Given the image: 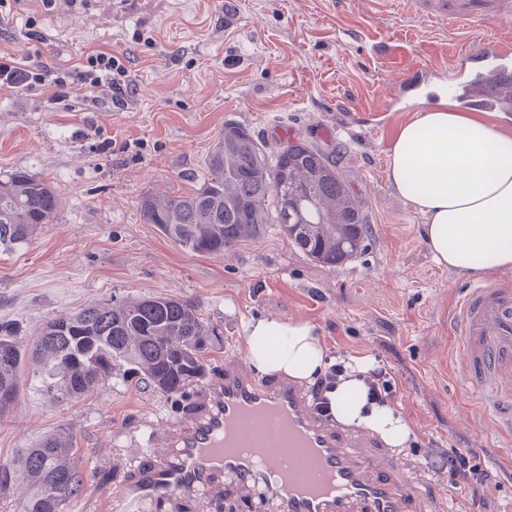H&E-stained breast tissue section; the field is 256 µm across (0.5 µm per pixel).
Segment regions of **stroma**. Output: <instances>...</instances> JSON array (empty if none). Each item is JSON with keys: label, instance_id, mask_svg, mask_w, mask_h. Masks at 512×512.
Wrapping results in <instances>:
<instances>
[{"label": "stroma", "instance_id": "1", "mask_svg": "<svg viewBox=\"0 0 512 512\" xmlns=\"http://www.w3.org/2000/svg\"><path fill=\"white\" fill-rule=\"evenodd\" d=\"M84 9L57 0H12L0 12V48L52 65L109 48L126 56L128 107L62 100L33 91L0 94V178L25 171L61 193L50 224L25 246L0 251V322L36 336L50 320L115 298L192 299L224 338L210 381L246 358L248 326L260 319L312 327L328 356L380 357L399 387L406 422L402 458L432 483L436 512H512V418L465 388L450 332L472 278L438 266L423 216L386 179L398 127L448 96V51L512 39V20H476L456 34L420 20L406 0L368 17L363 0H112ZM36 18L29 28L28 18ZM344 110H335V103ZM236 122L265 141L319 146L360 203L365 249L336 268L312 262L271 230L221 256L189 252L144 223L140 201L165 189L189 192L207 177V157ZM171 399L135 385L105 386L58 401L23 375L0 420V464L15 449L69 427L84 483L68 512H113L142 450L168 426L193 420ZM437 442L472 452L490 474L472 493L432 479L413 451ZM255 512L237 483L222 495L175 494L143 512Z\"/></svg>", "mask_w": 512, "mask_h": 512}]
</instances>
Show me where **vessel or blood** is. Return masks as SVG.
<instances>
[{"mask_svg": "<svg viewBox=\"0 0 512 512\" xmlns=\"http://www.w3.org/2000/svg\"><path fill=\"white\" fill-rule=\"evenodd\" d=\"M412 7L420 19L451 29L479 18H512V0H412ZM461 56L475 68L451 85L459 103L512 110V42H487ZM453 331L467 389L488 395L491 408L511 404L512 284L464 289ZM381 445L378 437L318 412L299 380H263L245 363H228L223 380L205 388L200 415L177 424L168 448L143 455L122 508L137 512L143 501L230 476L246 488H269L279 512H432V501L398 458L364 456V449Z\"/></svg>", "mask_w": 512, "mask_h": 512, "instance_id": "1", "label": "vessel or blood"}]
</instances>
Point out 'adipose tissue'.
<instances>
[{"mask_svg": "<svg viewBox=\"0 0 512 512\" xmlns=\"http://www.w3.org/2000/svg\"><path fill=\"white\" fill-rule=\"evenodd\" d=\"M386 173L398 194L423 214L424 240L440 266L468 276L512 268V136L447 101L400 126ZM278 338L285 340L284 349L264 350V343ZM247 346L251 365L263 375L311 382L328 365L305 324L257 321L249 328ZM368 369V359L350 363L346 379L329 394L330 411L392 446H403L409 429L402 417L366 398L361 376Z\"/></svg>", "mask_w": 512, "mask_h": 512, "instance_id": "ef3b65f1", "label": "adipose tissue"}]
</instances>
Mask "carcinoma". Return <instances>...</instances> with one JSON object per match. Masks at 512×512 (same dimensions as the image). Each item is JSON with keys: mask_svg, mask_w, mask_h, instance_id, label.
Returning a JSON list of instances; mask_svg holds the SVG:
<instances>
[{"mask_svg": "<svg viewBox=\"0 0 512 512\" xmlns=\"http://www.w3.org/2000/svg\"><path fill=\"white\" fill-rule=\"evenodd\" d=\"M60 203L55 187L26 172L1 179L0 248L27 243ZM140 209L145 223L175 243L216 256L273 227L312 261L335 267L363 249L368 234L358 201L324 151L300 140L270 148L236 123L225 124L199 189L148 194ZM0 345L14 350L0 360V395L19 396L27 364L58 400H80L109 380H134L181 401L206 377L208 354L223 348L224 339L193 301L150 295L53 319L28 341L16 325L1 322ZM83 481L73 434L58 429L0 464V500L24 484L29 493L21 512H67Z\"/></svg>", "mask_w": 512, "mask_h": 512, "instance_id": "cac0c4a2", "label": "carcinoma"}]
</instances>
